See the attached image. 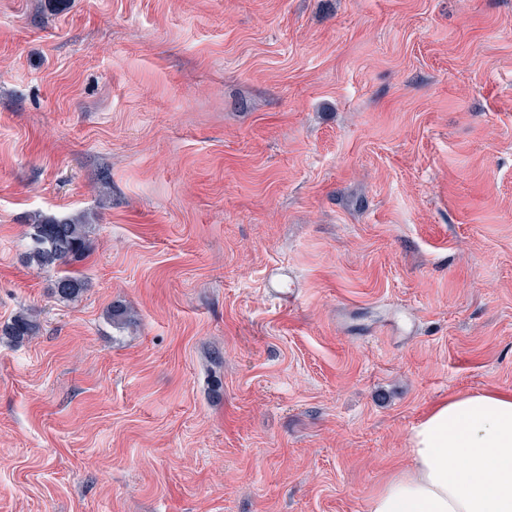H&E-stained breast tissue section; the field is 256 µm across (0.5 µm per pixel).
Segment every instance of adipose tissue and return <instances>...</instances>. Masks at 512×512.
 Here are the masks:
<instances>
[{"instance_id": "obj_1", "label": "adipose tissue", "mask_w": 512, "mask_h": 512, "mask_svg": "<svg viewBox=\"0 0 512 512\" xmlns=\"http://www.w3.org/2000/svg\"><path fill=\"white\" fill-rule=\"evenodd\" d=\"M408 452L368 512H512V391L438 402L411 428Z\"/></svg>"}]
</instances>
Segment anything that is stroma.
I'll list each match as a JSON object with an SVG mask.
<instances>
[{"mask_svg":"<svg viewBox=\"0 0 512 512\" xmlns=\"http://www.w3.org/2000/svg\"><path fill=\"white\" fill-rule=\"evenodd\" d=\"M79 213L63 301L21 255ZM22 312L0 512H368L512 391V0H0Z\"/></svg>","mask_w":512,"mask_h":512,"instance_id":"obj_1","label":"stroma"}]
</instances>
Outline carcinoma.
Instances as JSON below:
<instances>
[{
	"instance_id": "cac0c4a2",
	"label": "carcinoma",
	"mask_w": 512,
	"mask_h": 512,
	"mask_svg": "<svg viewBox=\"0 0 512 512\" xmlns=\"http://www.w3.org/2000/svg\"><path fill=\"white\" fill-rule=\"evenodd\" d=\"M88 217L84 214L43 217L34 215L29 225L27 265L55 273L53 293L62 300H73L84 290V282L69 274L57 273L58 267L68 260L83 255L86 250ZM37 325L32 316L22 313L0 334L10 343L20 342L34 335Z\"/></svg>"
}]
</instances>
